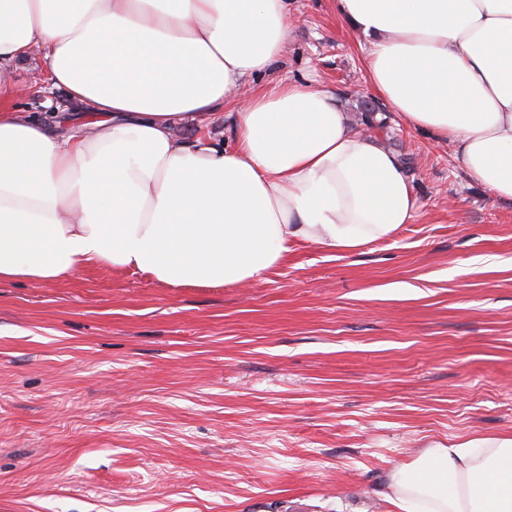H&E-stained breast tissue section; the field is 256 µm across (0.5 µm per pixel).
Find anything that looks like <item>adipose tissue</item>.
Listing matches in <instances>:
<instances>
[{"label": "adipose tissue", "instance_id": "obj_1", "mask_svg": "<svg viewBox=\"0 0 512 512\" xmlns=\"http://www.w3.org/2000/svg\"><path fill=\"white\" fill-rule=\"evenodd\" d=\"M366 40L390 111L451 144L467 178L512 200V0H332ZM288 0H0V280L89 266L240 285L291 247L347 252L396 235L418 201L399 157L333 91L289 82L237 105L234 148L183 140L285 52ZM95 119L16 112L15 64ZM396 512H512V437L426 450L393 472Z\"/></svg>", "mask_w": 512, "mask_h": 512}]
</instances>
